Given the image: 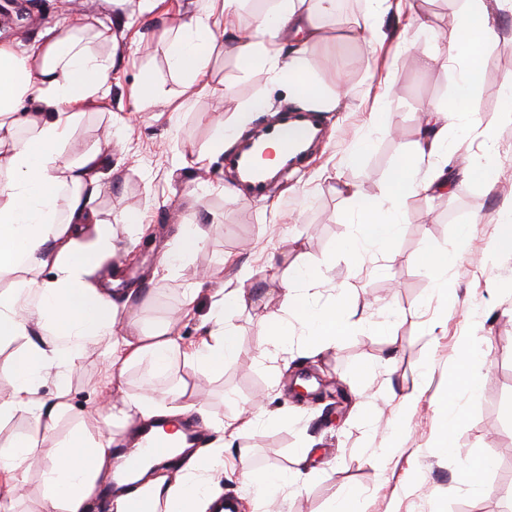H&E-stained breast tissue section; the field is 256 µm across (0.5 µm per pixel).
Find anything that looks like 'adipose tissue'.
<instances>
[{"label": "adipose tissue", "instance_id": "obj_1", "mask_svg": "<svg viewBox=\"0 0 512 512\" xmlns=\"http://www.w3.org/2000/svg\"><path fill=\"white\" fill-rule=\"evenodd\" d=\"M238 2L210 0L208 10L177 25L167 56L188 95L210 92V59L224 52L233 54L242 70L267 69L310 109L336 111L347 99V89L323 94L310 76L307 56L308 45L323 42L320 18L335 12L336 0H275L273 8L257 12L245 31L233 22ZM501 10L512 12V0H465L453 15L455 39L448 58L462 64L453 107L424 108L423 134L388 186L369 196L355 186L337 185V193L358 215L360 248L393 242L410 198L446 188L452 172L440 159L448 121L453 112L470 109L483 56L500 44L493 21ZM287 28L300 40L292 50L281 40ZM111 41L107 30L78 22L21 52L0 43V275L16 276L13 288L0 293V343L19 345L0 363V374L12 381L11 392L0 395V421L23 412L34 426L32 435L0 447V512H14L15 496L37 454L36 438L51 436L58 417L69 410L70 378L89 347L108 345L107 387L122 385L134 367L164 375L176 358L219 375L240 354L236 331L226 318L245 302L241 287L228 283L215 290L207 335L188 343L174 320L142 324L134 313L137 289L98 275L117 251L112 226L96 209L112 146L106 140L75 158L67 146L84 115L108 99L112 63L100 46ZM24 101L32 110L21 118L17 106ZM425 158L436 162L427 174L418 169ZM325 280L321 269L302 265L280 280L284 300L281 313L271 317L274 335L287 336L293 319L323 350L346 333L348 322L339 307H314L306 295ZM49 379L56 392L48 401L40 389ZM185 395L181 388L165 393L159 409L142 396L124 395L109 405L106 416L79 423L56 441L44 471L40 512H93L99 485L112 476L108 429L126 428L159 413L178 416ZM223 473V448L195 451L176 472L155 468L141 484L111 496L108 512H209L219 499Z\"/></svg>", "mask_w": 512, "mask_h": 512}]
</instances>
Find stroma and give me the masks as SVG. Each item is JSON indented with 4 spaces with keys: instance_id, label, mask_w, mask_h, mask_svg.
Listing matches in <instances>:
<instances>
[{
    "instance_id": "1",
    "label": "stroma",
    "mask_w": 512,
    "mask_h": 512,
    "mask_svg": "<svg viewBox=\"0 0 512 512\" xmlns=\"http://www.w3.org/2000/svg\"><path fill=\"white\" fill-rule=\"evenodd\" d=\"M30 20L7 14L0 0V41L24 47L48 31L81 20L112 33V88L101 111L87 113L70 141L80 152L104 136L112 138L108 185L99 204L112 225L119 251L134 248L135 263L119 261L124 285L144 289L143 324L165 319L180 308L182 290L201 281L196 310L180 333L194 341L209 328L210 296L223 283H242L245 305L229 321L241 347L237 362L221 376L191 372L174 362L152 384L143 372H129L123 393L156 398L188 384L202 401L186 416L205 435V447L223 445L224 463L247 457L257 474L290 473L299 449H308L307 471L316 480L289 487L270 501L225 472L223 497L236 512H330L335 500L359 493L358 512H505L512 504V252H500L498 211L512 196V124L502 121L501 85L512 75V16L503 17L506 42L483 60V79L471 115L448 125V146L456 159L497 167L493 188L479 178H460L443 195L413 196L402 217L398 239L382 250L357 249L358 216L335 191L347 183L379 194L391 172L420 136L422 108L448 106L457 74L442 57L455 37L452 16L461 0H414L415 17L388 12L383 41L349 39L343 27L361 23L368 0H349L326 18L334 35L310 45L312 75L329 93L344 85L346 107L323 115L327 137L308 161L267 196L230 200L234 178L224 155L242 135L236 115L255 98L251 128L273 113L301 108L283 82L261 68L241 71L228 55L213 57L208 78L213 94L186 98L182 79L167 63L164 39L180 19L205 10L209 0H160L145 11L143 0H26ZM151 86L149 99L138 88ZM224 150L210 153L216 136ZM492 141L495 152L485 156ZM366 150L358 162L355 147ZM142 214L152 233L133 244L134 229L122 214ZM194 225L205 237L166 281L153 272L171 246L179 225ZM469 226L465 252L436 287L419 254L432 243L458 251V230ZM321 267L327 282L310 290L315 307L340 301L349 330L336 345L316 353L301 325L286 343L268 336V316L280 300L268 282L287 275L289 266ZM254 276L239 281L240 269ZM467 359L475 387L455 379ZM105 363L104 346L86 351L71 376L72 410L55 437L80 423L97 401ZM318 372L347 392L343 416L330 400L311 402L289 389L294 375ZM249 417V426L226 438L229 418ZM489 461L471 486L466 464Z\"/></svg>"
}]
</instances>
